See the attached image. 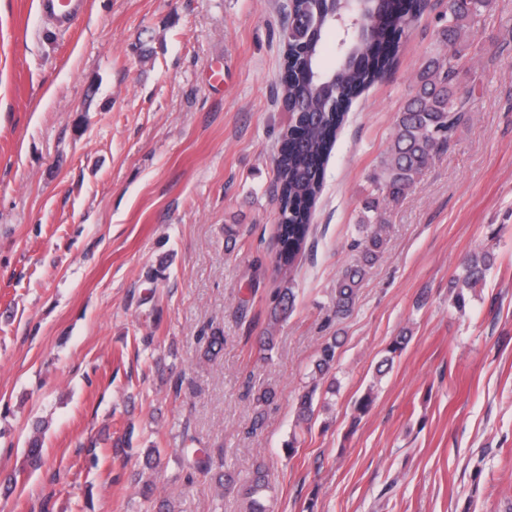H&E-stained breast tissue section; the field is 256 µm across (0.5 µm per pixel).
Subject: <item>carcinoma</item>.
Instances as JSON below:
<instances>
[{
  "label": "carcinoma",
  "mask_w": 512,
  "mask_h": 512,
  "mask_svg": "<svg viewBox=\"0 0 512 512\" xmlns=\"http://www.w3.org/2000/svg\"><path fill=\"white\" fill-rule=\"evenodd\" d=\"M427 6L428 0H391L381 22L371 21L367 32L354 33L338 43L336 66L325 69L320 61L324 36L336 27L341 0H290L283 28L288 42V76L281 86L291 121L282 136L283 153L275 160L278 268L293 270L306 249L325 165L353 101L391 69L408 24ZM490 7L491 0H446L447 24L417 73L413 91L396 115L390 145L369 178L370 191L359 220L362 235L356 241L362 264L348 269L336 283L334 308L338 316L351 311L364 267L380 256L387 205L400 200L419 182L434 157L448 149L457 130L469 119L472 90L459 91V78L473 72L471 36ZM492 261L488 251L464 260L462 275L452 281L457 307L465 306L464 290L483 282ZM292 298L289 282L276 295L270 324L287 317ZM205 342L204 355H213L224 346V330L211 331ZM338 347L333 340L319 349L312 385L298 399V424L311 423L315 393L334 368ZM267 489L266 475L258 465L245 492L248 512H269Z\"/></svg>",
  "instance_id": "carcinoma-1"
}]
</instances>
